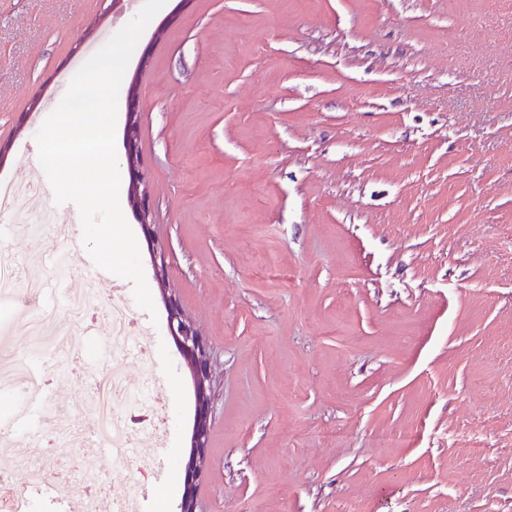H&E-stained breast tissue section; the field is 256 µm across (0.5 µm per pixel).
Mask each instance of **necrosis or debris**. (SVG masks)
Segmentation results:
<instances>
[{"label": "necrosis or debris", "mask_w": 512, "mask_h": 512, "mask_svg": "<svg viewBox=\"0 0 512 512\" xmlns=\"http://www.w3.org/2000/svg\"><path fill=\"white\" fill-rule=\"evenodd\" d=\"M19 197L27 202L24 215L33 218L35 224H64V214L47 206L42 187L37 182L0 185V221L18 222L21 214L16 211L14 202ZM22 278L33 282L37 276L29 272L27 263L16 253L1 250L0 299L8 303L7 314H21L36 326L49 318L50 313L40 306L39 290L30 289L21 296L11 297V286ZM93 313L105 314L112 322V334L107 340L112 350V364L93 381L94 410L87 421L89 429L100 442L120 450L132 447L143 437L164 444L166 406L150 395L155 376L147 368V330L135 323L125 293L120 288L113 289L108 301L96 296L69 300L63 317L68 321H83ZM83 346V340L77 338L56 345L37 336L33 339L31 354H39L69 372L76 367ZM31 354L11 355V369H0L1 391L19 389L27 394L46 391V380L30 368ZM133 363L144 367L142 387L137 391L126 384L123 374L124 368ZM69 480V475L59 472L48 475L45 464H23L21 455L13 454L8 463L0 465V512H31V501L26 494L30 487H48L52 498L63 499ZM71 512H140V491L135 486L110 493L96 488L83 504L72 505Z\"/></svg>", "instance_id": "4bbe7bcc"}]
</instances>
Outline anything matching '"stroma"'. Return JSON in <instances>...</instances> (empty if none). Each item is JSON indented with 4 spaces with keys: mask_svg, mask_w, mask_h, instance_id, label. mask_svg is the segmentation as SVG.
Masks as SVG:
<instances>
[{
    "mask_svg": "<svg viewBox=\"0 0 512 512\" xmlns=\"http://www.w3.org/2000/svg\"><path fill=\"white\" fill-rule=\"evenodd\" d=\"M91 25L119 31L112 0H0V183L28 176ZM138 45L152 230L215 375L200 512H512V0H166ZM121 208L167 409L142 512H176L194 384ZM1 248L62 306L52 240L0 223ZM109 334L47 372L77 421ZM53 452L69 496L130 481L102 448Z\"/></svg>",
    "mask_w": 512,
    "mask_h": 512,
    "instance_id": "35a3bbf8",
    "label": "stroma"
}]
</instances>
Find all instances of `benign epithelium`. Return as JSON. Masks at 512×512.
Here are the masks:
<instances>
[{
  "instance_id": "1",
  "label": "benign epithelium",
  "mask_w": 512,
  "mask_h": 512,
  "mask_svg": "<svg viewBox=\"0 0 512 512\" xmlns=\"http://www.w3.org/2000/svg\"><path fill=\"white\" fill-rule=\"evenodd\" d=\"M140 103L135 89H130L123 132L125 162L130 176L128 197L148 237L149 253L154 276L159 284L165 283V250L151 234L152 200L148 190V177L141 167ZM167 310L169 335L176 342L195 388L196 412L190 438L187 479L177 512H199L197 493L206 478L209 413L212 403V370L209 347L194 325L186 319L179 302L160 288Z\"/></svg>"
}]
</instances>
